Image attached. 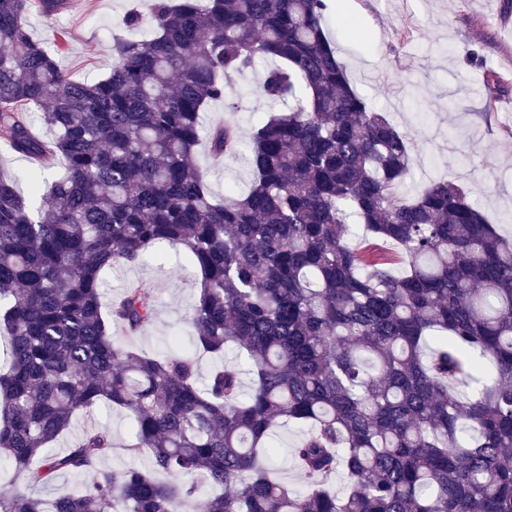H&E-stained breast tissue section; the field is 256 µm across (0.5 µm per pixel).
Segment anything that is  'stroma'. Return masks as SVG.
<instances>
[{"mask_svg": "<svg viewBox=\"0 0 512 512\" xmlns=\"http://www.w3.org/2000/svg\"><path fill=\"white\" fill-rule=\"evenodd\" d=\"M134 6L146 8L147 0H70L69 10L55 23L33 14L28 28L51 50L58 32H65L68 42L58 56L62 69L73 79L92 82L107 74L112 37ZM325 30L357 92L415 139L402 193L416 195L434 180L463 183L490 222L512 234V0H345L342 7L331 8ZM471 49L479 64L467 61ZM488 68L503 78L492 93L483 83ZM261 76L258 66L237 76L229 93L236 110L228 113L223 103H215L204 114L206 125L228 118L242 135H250L274 110L259 93ZM196 162L207 170L216 196H223L227 185L244 191L250 184L252 170L244 155L216 163L203 144ZM162 253L164 264L151 260L102 274L112 296L130 281L154 285L158 304L152 327L137 336L112 329L115 341L149 355L167 349L172 337L188 339L186 315L201 283L178 248L167 246ZM98 423L110 429L115 444L102 468L151 469L148 455L132 457L124 451L131 419L118 410L100 408L78 418L55 449L70 447L85 427Z\"/></svg>", "mask_w": 512, "mask_h": 512, "instance_id": "stroma-1", "label": "stroma"}]
</instances>
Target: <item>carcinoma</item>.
<instances>
[{"instance_id": "carcinoma-1", "label": "carcinoma", "mask_w": 512, "mask_h": 512, "mask_svg": "<svg viewBox=\"0 0 512 512\" xmlns=\"http://www.w3.org/2000/svg\"><path fill=\"white\" fill-rule=\"evenodd\" d=\"M149 2L86 82L27 30L69 0H0V141L34 162L38 200L0 177V460L30 486L96 471L52 499L0 484V512H512V237L460 183L401 194L412 139L353 88L323 27L331 0ZM260 59L261 95L286 110L250 135L248 189L217 198L196 148L219 160L244 143L203 114L231 111ZM59 158L66 175L45 182ZM157 243L200 271L194 352L235 348L249 388L234 364L203 379L191 354L113 340L153 324L156 296L130 282L106 307L101 273ZM97 405L130 415L123 448L153 469L99 468L101 427L53 451ZM284 423L304 430L303 491L261 463Z\"/></svg>"}]
</instances>
